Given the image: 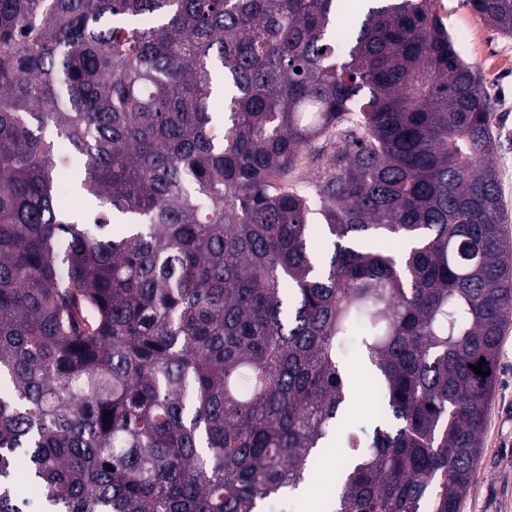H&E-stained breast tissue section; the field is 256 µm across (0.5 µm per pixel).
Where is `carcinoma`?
Returning <instances> with one entry per match:
<instances>
[{
  "instance_id": "obj_1",
  "label": "carcinoma",
  "mask_w": 512,
  "mask_h": 512,
  "mask_svg": "<svg viewBox=\"0 0 512 512\" xmlns=\"http://www.w3.org/2000/svg\"><path fill=\"white\" fill-rule=\"evenodd\" d=\"M337 2L0 0V512H262L331 436L323 512H458L512 318L491 104L436 0ZM334 148L336 149V136L335 138H332V140L326 139L316 144V148L313 150V155L310 156V160L315 156L313 161L309 162L307 160L304 165L291 171L288 174V183L303 188L306 187L310 178L317 172L321 162L330 155ZM347 375L352 376L353 389L350 415L356 427L367 424L371 417L375 398L371 392L366 365L357 357L349 356L346 363Z\"/></svg>"
}]
</instances>
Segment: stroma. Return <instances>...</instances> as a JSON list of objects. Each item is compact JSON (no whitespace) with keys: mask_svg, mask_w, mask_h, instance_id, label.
<instances>
[{"mask_svg":"<svg viewBox=\"0 0 512 512\" xmlns=\"http://www.w3.org/2000/svg\"><path fill=\"white\" fill-rule=\"evenodd\" d=\"M437 9L451 37L468 32L461 57L479 75V89L492 101L490 126L499 140L491 158L503 203L504 227L512 234V36L500 34L472 10L466 0H438ZM354 394L350 415L355 426L367 424L375 405L367 368L359 358H348ZM347 448L333 441L320 451L313 478V497H289L285 512H318L316 504L334 486L336 471ZM460 512H512V321L504 326L498 353L497 376L486 416L480 457Z\"/></svg>","mask_w":512,"mask_h":512,"instance_id":"obj_1","label":"stroma"}]
</instances>
